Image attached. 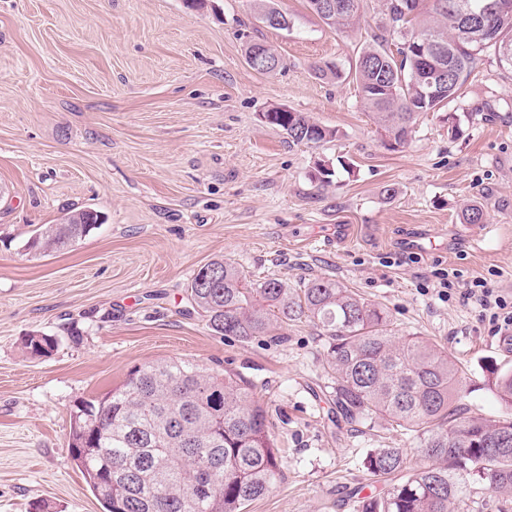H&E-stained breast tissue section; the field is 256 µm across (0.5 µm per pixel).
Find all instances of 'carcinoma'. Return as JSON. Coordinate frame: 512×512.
<instances>
[{
  "mask_svg": "<svg viewBox=\"0 0 512 512\" xmlns=\"http://www.w3.org/2000/svg\"><path fill=\"white\" fill-rule=\"evenodd\" d=\"M329 27H355L364 0H336V15L307 0ZM459 0H382V25L355 68L318 67L338 82L356 81L389 148L407 144L419 115L434 112L461 91L483 53L491 50L512 71V0H466L479 18L468 24ZM258 19L288 16L274 0H256ZM266 123L292 142L319 146L337 130L305 112H266ZM334 167L316 164L315 180L332 185ZM88 211L44 224L24 244L59 251L92 230ZM192 305L217 336H271L308 319L328 337L325 372L336 408L351 423L381 418L418 439L428 463L411 466L401 448H374L363 467L383 492L359 501V512H465L471 489L482 485L496 501L484 509L512 512V368L485 365L488 385L505 409L488 422L459 404L462 375L448 350L421 336L402 335L386 308L333 279L312 277L293 288L278 278L246 280L216 259L189 286ZM57 339L32 334L25 352L42 359ZM68 447L103 512H246L283 477L280 450L266 412L237 374L219 373L184 359L133 368L126 381L79 401L70 414Z\"/></svg>",
  "mask_w": 512,
  "mask_h": 512,
  "instance_id": "1",
  "label": "carcinoma"
}]
</instances>
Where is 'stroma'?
Segmentation results:
<instances>
[{
  "instance_id": "obj_1",
  "label": "stroma",
  "mask_w": 512,
  "mask_h": 512,
  "mask_svg": "<svg viewBox=\"0 0 512 512\" xmlns=\"http://www.w3.org/2000/svg\"><path fill=\"white\" fill-rule=\"evenodd\" d=\"M275 2L289 29L259 22L253 0H0V512L42 500L103 512L68 449L70 412L170 358L238 374L265 408L284 477L247 512H357L383 490L363 468L370 449L419 464L417 439L387 421L337 422L312 323L247 342L209 331L188 287L215 259L254 282L325 277L382 304L402 334L457 361L469 414L501 418L482 366L512 367V347L463 292L483 279L512 304V72L487 55L460 98L390 151L356 85L316 71L355 64L380 0L352 32L306 0ZM250 41L283 69L253 70ZM280 106L336 140L292 143L260 119ZM466 112L450 138L448 116ZM321 159L352 169L323 188ZM471 204L484 223H463ZM82 209L103 224L59 252L25 250L36 228ZM31 333L57 338L50 358L25 354Z\"/></svg>"
}]
</instances>
